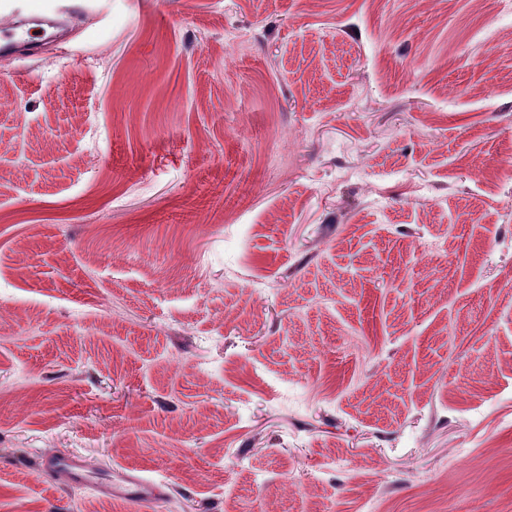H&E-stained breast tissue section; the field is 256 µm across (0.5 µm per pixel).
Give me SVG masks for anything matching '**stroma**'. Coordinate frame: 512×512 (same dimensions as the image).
Wrapping results in <instances>:
<instances>
[{"label":"stroma","instance_id":"obj_1","mask_svg":"<svg viewBox=\"0 0 512 512\" xmlns=\"http://www.w3.org/2000/svg\"><path fill=\"white\" fill-rule=\"evenodd\" d=\"M86 3L0 53V512H512V0ZM42 470L50 477L73 488L90 487L95 492L117 495L129 501L149 502L161 494L164 480L140 474H126L119 484H93L84 463L73 455L51 454L43 458Z\"/></svg>","mask_w":512,"mask_h":512}]
</instances>
